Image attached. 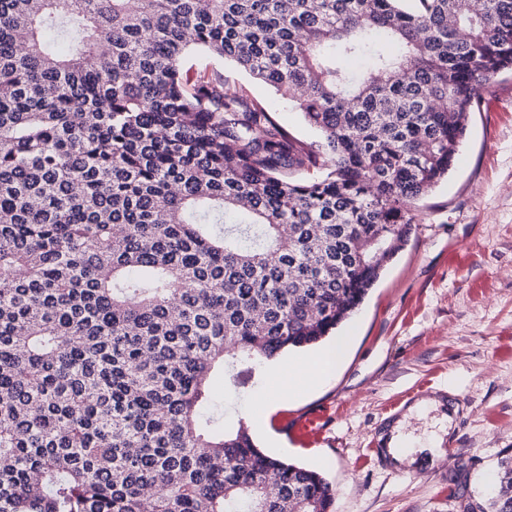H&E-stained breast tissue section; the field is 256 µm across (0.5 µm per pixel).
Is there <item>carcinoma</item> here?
I'll return each instance as SVG.
<instances>
[{
  "label": "carcinoma",
  "mask_w": 512,
  "mask_h": 512,
  "mask_svg": "<svg viewBox=\"0 0 512 512\" xmlns=\"http://www.w3.org/2000/svg\"><path fill=\"white\" fill-rule=\"evenodd\" d=\"M511 68L512 0H0V512H329L211 380L351 317ZM218 68L224 73L230 86L246 87L254 97L263 101L274 112L276 118L300 140L308 143L319 140L318 132L305 123L300 111L287 100L282 99L269 86L251 79L229 61H224Z\"/></svg>",
  "instance_id": "obj_1"
}]
</instances>
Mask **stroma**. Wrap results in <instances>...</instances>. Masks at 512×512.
Masks as SVG:
<instances>
[{"label": "stroma", "mask_w": 512, "mask_h": 512, "mask_svg": "<svg viewBox=\"0 0 512 512\" xmlns=\"http://www.w3.org/2000/svg\"><path fill=\"white\" fill-rule=\"evenodd\" d=\"M220 70L300 140H318L269 86L228 61ZM339 332L350 344L337 370L274 413L264 414L261 400L287 380L289 356L245 388L232 375L217 378L225 427L266 415L285 443L256 432L257 446L322 473L331 512H480L512 456V74L482 88L447 180L420 201L403 249ZM447 396L459 405L452 419L432 408L407 413ZM320 412L329 415L324 432L307 433L303 419ZM398 418L413 442L444 436V458L420 468L376 461L372 438Z\"/></svg>", "instance_id": "obj_1"}]
</instances>
